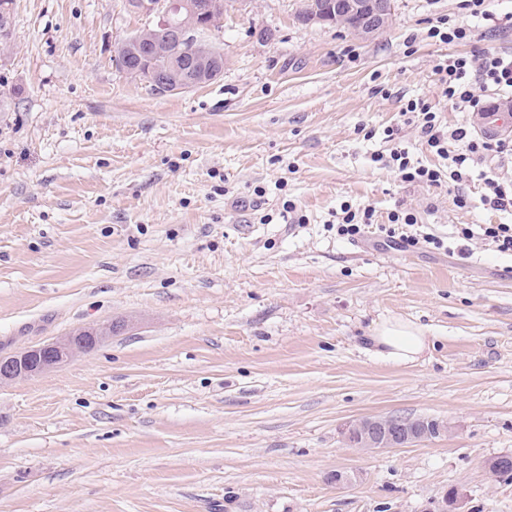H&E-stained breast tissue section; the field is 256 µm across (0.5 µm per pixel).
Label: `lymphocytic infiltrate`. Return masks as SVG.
<instances>
[{
	"instance_id": "1",
	"label": "lymphocytic infiltrate",
	"mask_w": 512,
	"mask_h": 512,
	"mask_svg": "<svg viewBox=\"0 0 512 512\" xmlns=\"http://www.w3.org/2000/svg\"><path fill=\"white\" fill-rule=\"evenodd\" d=\"M463 7L476 25L455 22L442 15L432 21L426 32L428 39L451 46V54L441 58L435 72L441 93L452 109L460 112L490 111L491 95L512 92V52L482 51L467 54L462 45L471 43L479 31L499 32L512 30V14L492 10L490 0H463ZM402 115L413 125L430 152L448 163L447 168L430 167L414 161L405 148L396 146L397 129L386 132L392 144L389 154L374 155V162L394 168L403 182L438 187L449 184L456 188L455 203L468 207L470 199L464 185L472 175H479L485 188L481 197L483 205L496 211L512 210V182L501 178L496 169H476L477 158L487 154L512 155V141H489L473 138L464 126L443 129L437 114L422 100H410L404 105Z\"/></svg>"
}]
</instances>
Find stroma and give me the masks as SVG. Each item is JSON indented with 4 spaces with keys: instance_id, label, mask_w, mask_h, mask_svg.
Wrapping results in <instances>:
<instances>
[{
    "instance_id": "35a3bbf8",
    "label": "stroma",
    "mask_w": 512,
    "mask_h": 512,
    "mask_svg": "<svg viewBox=\"0 0 512 512\" xmlns=\"http://www.w3.org/2000/svg\"><path fill=\"white\" fill-rule=\"evenodd\" d=\"M303 0H224L208 40L224 72L158 93L117 63L150 22L125 0H14L0 60V356L97 323L125 330L69 363L0 386V512H512V255L450 252L457 225L512 224L458 208L447 187L373 163L387 129L428 166L401 109L440 93L448 46L430 21L461 0H394L379 33L301 24ZM293 202L304 223L285 222ZM372 207L351 241L341 204ZM444 240L403 247L394 210ZM432 345L395 364L384 320ZM429 416L447 434L365 453L366 417ZM354 472L332 484L330 472Z\"/></svg>"
}]
</instances>
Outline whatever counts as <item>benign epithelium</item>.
I'll use <instances>...</instances> for the list:
<instances>
[{"label": "benign epithelium", "instance_id": "1", "mask_svg": "<svg viewBox=\"0 0 512 512\" xmlns=\"http://www.w3.org/2000/svg\"><path fill=\"white\" fill-rule=\"evenodd\" d=\"M135 10L157 19V30L147 32L146 40L155 42L154 34L162 31L173 41H183L195 36L194 20L206 14L224 11V0H135ZM353 12H364L363 34L371 36L383 30L392 16L393 0H347ZM224 59L223 52L210 45L191 60V68L199 75H217L215 65ZM185 66L172 61L164 69H156L151 77L153 86L164 90L173 88L184 91L199 85L197 81L171 84L174 72ZM109 325H99L88 330V336H64L54 342L28 348L16 355L0 358V384L28 377L57 368L76 354L83 352L82 345L96 347L108 334ZM353 427L361 431L356 447L363 452H380L406 443L413 435L406 432L392 417H376L360 420Z\"/></svg>", "mask_w": 512, "mask_h": 512}]
</instances>
